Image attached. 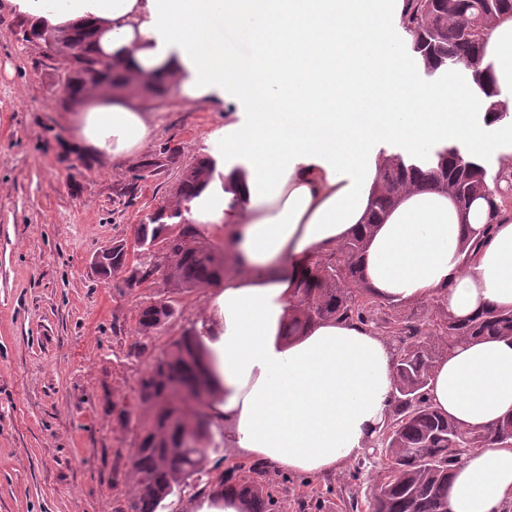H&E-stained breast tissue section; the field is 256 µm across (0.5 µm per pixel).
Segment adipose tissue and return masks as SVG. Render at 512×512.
<instances>
[{"mask_svg": "<svg viewBox=\"0 0 512 512\" xmlns=\"http://www.w3.org/2000/svg\"><path fill=\"white\" fill-rule=\"evenodd\" d=\"M370 0H10L39 25H87L94 52L132 79L167 77L181 98H242L209 135L219 179L190 203L198 231L219 234L235 270L210 294L202 340L216 375L212 425L243 458L321 475L355 460L393 400V349L370 327L325 320L287 337L304 268L366 233L364 280L380 299L444 303L464 320L512 309V206L475 201L461 216L447 194L414 189L368 225L385 156L398 140L422 153L445 138L494 153L512 145L491 116L512 109V14L484 45L495 100L415 83L384 67ZM249 26L246 54L235 48ZM154 114L112 92H88L70 116L72 142L115 162L153 138ZM245 159L237 168L236 159ZM436 409L467 428L512 417V339L469 341L437 362ZM512 501V446L476 448L452 472L448 512H500Z\"/></svg>", "mask_w": 512, "mask_h": 512, "instance_id": "adipose-tissue-1", "label": "adipose tissue"}]
</instances>
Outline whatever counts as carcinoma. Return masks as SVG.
<instances>
[{
    "label": "carcinoma",
    "mask_w": 512,
    "mask_h": 512,
    "mask_svg": "<svg viewBox=\"0 0 512 512\" xmlns=\"http://www.w3.org/2000/svg\"><path fill=\"white\" fill-rule=\"evenodd\" d=\"M492 9L480 21L475 16L484 0H405L401 27L411 37L414 53L427 74L445 72L453 65L471 76L480 96L491 98L494 90L481 79L482 44L488 28L500 14L512 13V0H490ZM22 40L38 42L46 59L64 55L68 65L59 81L68 89L67 102L75 104L91 88L110 86L141 98L158 97L168 89L151 77L134 87L120 66L100 58L91 48L93 33L82 25L65 30L22 25ZM179 152L170 146L139 166L133 182L119 196L131 203L136 182L165 172L178 162ZM214 164L207 155L180 168L174 200L146 216L137 225L136 237L161 244L157 259L128 262L127 241L112 242L104 255L112 266L116 288L134 294L162 281L168 294L156 296L138 310V333L146 338L166 331L178 314L176 296L212 287L232 271L224 251L204 240L180 207L212 180ZM502 176L489 174L479 159L454 144H445L420 162L391 155L379 172V188L371 203L377 223L403 192L418 187L452 196L465 214L483 198L491 208L494 199L512 194V180L502 188ZM366 233L336 247V252L317 260L301 283L297 303L288 322L287 336L300 335L310 325L330 319L352 320L383 329L394 350V402L384 428L370 447L387 459L378 472L376 490L368 499L367 512H448V490L459 457L474 448L512 440V418L483 429H466L435 409L427 397L435 363L456 344L486 337L512 338V310H484L468 320L448 314L425 318L418 313L387 312L364 282L360 256ZM202 331L192 325L148 365L138 381L135 408H121L118 420L134 423L132 456L129 459L132 487L125 512H159L165 502L201 480L206 452L212 444L208 400L214 394L212 375L201 367ZM267 465L252 463L239 479L223 474L210 491L231 490L243 499L246 512H279V497L267 480Z\"/></svg>",
    "instance_id": "cac0c4a2"
}]
</instances>
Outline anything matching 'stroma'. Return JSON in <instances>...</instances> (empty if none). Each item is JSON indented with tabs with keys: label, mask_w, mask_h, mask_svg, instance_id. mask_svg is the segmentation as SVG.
Instances as JSON below:
<instances>
[{
	"label": "stroma",
	"mask_w": 512,
	"mask_h": 512,
	"mask_svg": "<svg viewBox=\"0 0 512 512\" xmlns=\"http://www.w3.org/2000/svg\"><path fill=\"white\" fill-rule=\"evenodd\" d=\"M19 17L0 0V512H122L128 498L132 428L117 413L134 405L136 383L152 356L184 328L201 324L207 290L180 295V315L166 333H136L140 302L160 295L120 294L96 277L91 257L112 240H132L137 224L171 199L174 173L139 181L134 204L118 197L139 157L90 161L69 153L70 109L57 69L38 45L22 42ZM381 32L397 49L396 65L441 89L427 76L393 17ZM162 122L148 152L179 148L180 164L209 153L211 130L225 110H243L227 97L223 109L185 103L178 91L143 102ZM383 462L367 460L359 480L353 464L324 476L285 475L280 512H342V497L371 494ZM310 496L306 510L297 499Z\"/></svg>",
	"instance_id": "stroma-1"
}]
</instances>
